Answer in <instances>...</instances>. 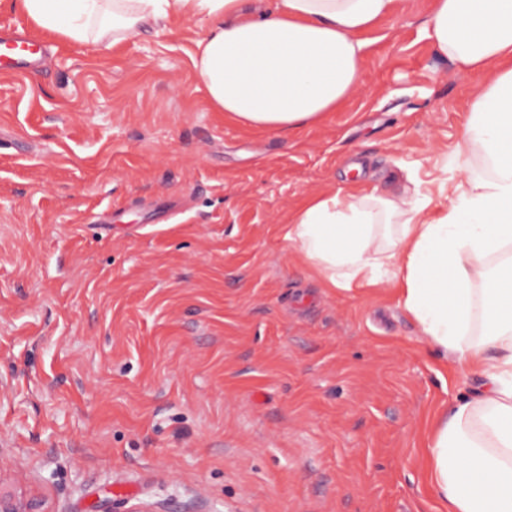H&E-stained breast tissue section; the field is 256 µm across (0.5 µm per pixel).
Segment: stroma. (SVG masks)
I'll return each mask as SVG.
<instances>
[{"mask_svg": "<svg viewBox=\"0 0 512 512\" xmlns=\"http://www.w3.org/2000/svg\"><path fill=\"white\" fill-rule=\"evenodd\" d=\"M432 8L405 0L363 89L279 133L212 108L208 20L75 44L0 0L43 49L0 73V477L49 512H436L424 450L465 373L394 287H326L284 239L355 183L450 204L472 89Z\"/></svg>", "mask_w": 512, "mask_h": 512, "instance_id": "35a3bbf8", "label": "stroma"}]
</instances>
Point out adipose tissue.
I'll list each match as a JSON object with an SVG mask.
<instances>
[{
  "label": "adipose tissue",
  "mask_w": 512,
  "mask_h": 512,
  "mask_svg": "<svg viewBox=\"0 0 512 512\" xmlns=\"http://www.w3.org/2000/svg\"><path fill=\"white\" fill-rule=\"evenodd\" d=\"M74 43L117 44L150 20L207 19L195 65L216 111L278 132L323 121L364 84L362 34L403 0H14ZM471 81L466 147L451 205L418 195L312 197L286 240L327 287L389 281L425 340L481 379L445 408L425 450L439 512H512V0H434L426 27ZM496 265H489V258Z\"/></svg>",
  "instance_id": "ef3b65f1"
}]
</instances>
